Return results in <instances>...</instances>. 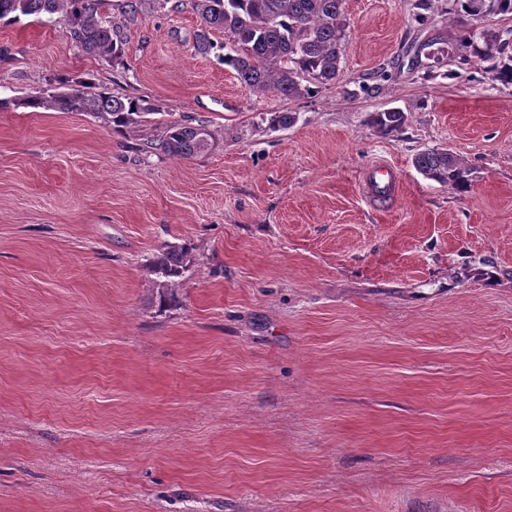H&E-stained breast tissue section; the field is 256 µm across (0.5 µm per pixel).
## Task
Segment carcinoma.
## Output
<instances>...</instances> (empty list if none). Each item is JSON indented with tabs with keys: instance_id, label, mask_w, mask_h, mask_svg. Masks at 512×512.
Listing matches in <instances>:
<instances>
[{
	"instance_id": "obj_1",
	"label": "carcinoma",
	"mask_w": 512,
	"mask_h": 512,
	"mask_svg": "<svg viewBox=\"0 0 512 512\" xmlns=\"http://www.w3.org/2000/svg\"><path fill=\"white\" fill-rule=\"evenodd\" d=\"M103 0H0V19L11 14H62L70 39L82 52L112 60L123 57L112 38L114 24L102 16ZM460 11L473 17L479 7L492 15H512V0H456ZM195 11L204 28L221 29L231 41L223 55L241 83L259 93L270 88L289 101L309 96L321 86L337 80L341 47L346 38L343 0H194ZM474 56L490 62L493 77L512 85V56L503 59L509 42L497 32L483 29L465 37ZM15 106L93 114L115 127H124L150 111L142 100L104 91H90L85 85L60 87L15 101ZM405 113L387 109L375 113L374 126L382 133L399 131ZM206 126L173 124L156 144V149L173 158H189L209 146ZM415 167L425 178L455 189L468 184L469 170L447 149L426 150L415 157ZM193 262L192 248L167 246L150 261L157 276L159 302L176 300V279Z\"/></svg>"
}]
</instances>
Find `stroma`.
Here are the masks:
<instances>
[{
    "label": "stroma",
    "instance_id": "35a3bbf8",
    "mask_svg": "<svg viewBox=\"0 0 512 512\" xmlns=\"http://www.w3.org/2000/svg\"><path fill=\"white\" fill-rule=\"evenodd\" d=\"M121 2L118 63L0 19V512H512V85L463 45L512 17L344 0L338 80L289 101L240 83L192 0ZM60 78L152 109L18 106ZM173 123L208 149L155 150ZM437 148L467 189L416 170ZM184 243L159 308L148 262ZM405 121V113L394 109L376 112L372 118L374 126L384 134L399 131L405 124ZM397 182L394 168L385 163H376L367 169L365 185L372 197L392 194Z\"/></svg>",
    "mask_w": 512,
    "mask_h": 512
}]
</instances>
